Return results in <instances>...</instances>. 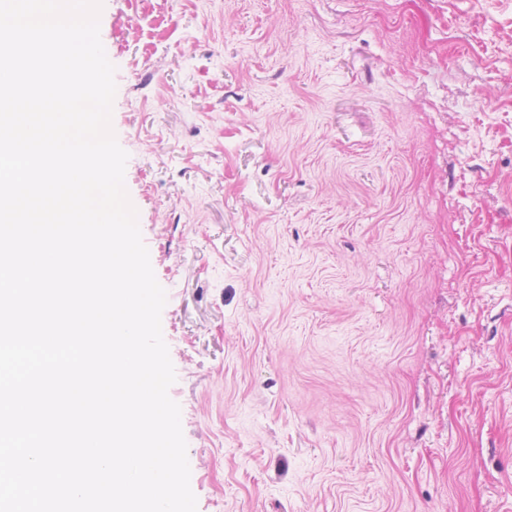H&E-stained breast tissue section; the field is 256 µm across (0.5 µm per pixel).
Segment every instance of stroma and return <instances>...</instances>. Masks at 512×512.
<instances>
[{"label": "stroma", "mask_w": 512, "mask_h": 512, "mask_svg": "<svg viewBox=\"0 0 512 512\" xmlns=\"http://www.w3.org/2000/svg\"><path fill=\"white\" fill-rule=\"evenodd\" d=\"M197 512H512V0H102Z\"/></svg>", "instance_id": "obj_1"}]
</instances>
